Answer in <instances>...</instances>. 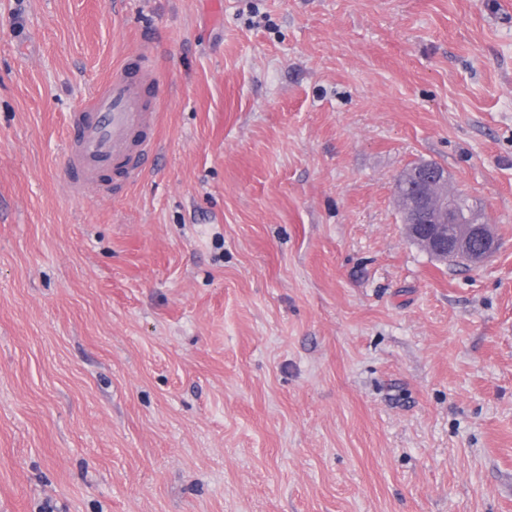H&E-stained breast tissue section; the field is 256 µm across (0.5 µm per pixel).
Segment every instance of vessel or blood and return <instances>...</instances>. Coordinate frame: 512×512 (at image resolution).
I'll list each match as a JSON object with an SVG mask.
<instances>
[{"mask_svg":"<svg viewBox=\"0 0 512 512\" xmlns=\"http://www.w3.org/2000/svg\"><path fill=\"white\" fill-rule=\"evenodd\" d=\"M161 93L141 56L131 55L72 115L67 153L72 190L109 196L145 171L156 149L153 103Z\"/></svg>","mask_w":512,"mask_h":512,"instance_id":"obj_1","label":"vessel or blood"}]
</instances>
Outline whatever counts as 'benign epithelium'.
<instances>
[{
    "instance_id": "7a95c632",
    "label": "benign epithelium",
    "mask_w": 512,
    "mask_h": 512,
    "mask_svg": "<svg viewBox=\"0 0 512 512\" xmlns=\"http://www.w3.org/2000/svg\"><path fill=\"white\" fill-rule=\"evenodd\" d=\"M434 184L448 186V173L427 163L404 172L396 182L398 188H414L404 210L408 237L439 260L462 255L474 265L483 264L498 249L490 225L452 195L432 194Z\"/></svg>"
}]
</instances>
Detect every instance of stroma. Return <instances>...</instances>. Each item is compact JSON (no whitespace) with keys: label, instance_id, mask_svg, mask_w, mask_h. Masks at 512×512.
<instances>
[{"label":"stroma","instance_id":"stroma-1","mask_svg":"<svg viewBox=\"0 0 512 512\" xmlns=\"http://www.w3.org/2000/svg\"><path fill=\"white\" fill-rule=\"evenodd\" d=\"M139 52L158 151L75 194ZM0 512H512V0H0ZM434 184L447 189L448 173L427 163L404 172L396 182L399 193L403 188H414L412 194L404 189L398 196L404 208L407 204L404 224L408 237L439 260L462 255L473 265L483 264L498 249L490 225L478 221L471 207L452 194L444 191L433 195L430 187ZM422 224L427 231H422Z\"/></svg>","mask_w":512,"mask_h":512}]
</instances>
